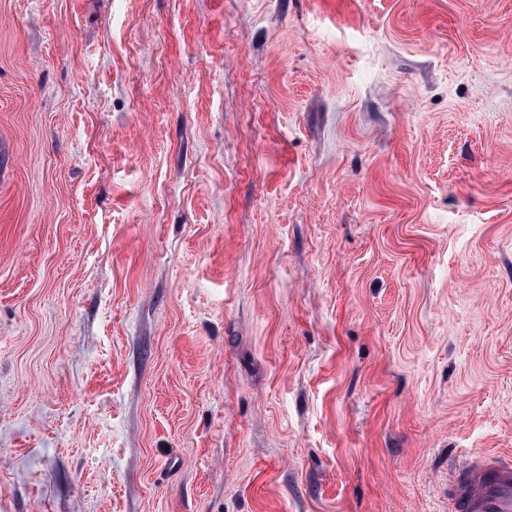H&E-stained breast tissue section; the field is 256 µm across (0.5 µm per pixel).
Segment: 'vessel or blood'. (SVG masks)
<instances>
[{"label":"vessel or blood","mask_w":512,"mask_h":512,"mask_svg":"<svg viewBox=\"0 0 512 512\" xmlns=\"http://www.w3.org/2000/svg\"><path fill=\"white\" fill-rule=\"evenodd\" d=\"M453 512H512V457L478 456L459 470Z\"/></svg>","instance_id":"1"}]
</instances>
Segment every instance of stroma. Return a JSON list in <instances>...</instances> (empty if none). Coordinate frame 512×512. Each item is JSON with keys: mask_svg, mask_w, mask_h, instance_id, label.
<instances>
[{"mask_svg": "<svg viewBox=\"0 0 512 512\" xmlns=\"http://www.w3.org/2000/svg\"><path fill=\"white\" fill-rule=\"evenodd\" d=\"M512 451V0H0V512H449Z\"/></svg>", "mask_w": 512, "mask_h": 512, "instance_id": "stroma-1", "label": "stroma"}]
</instances>
